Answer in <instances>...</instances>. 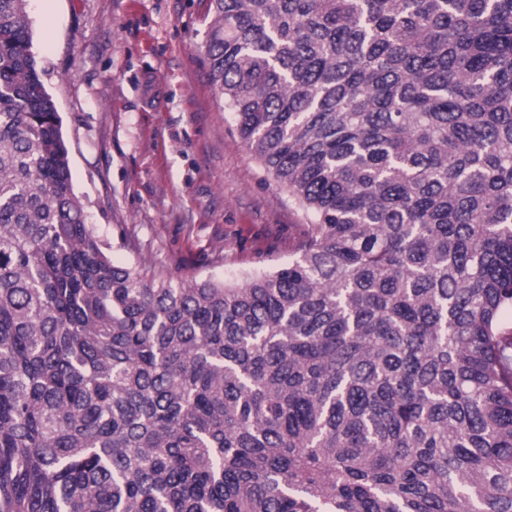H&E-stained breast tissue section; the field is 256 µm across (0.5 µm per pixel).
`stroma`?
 <instances>
[{
	"instance_id": "35a3bbf8",
	"label": "stroma",
	"mask_w": 512,
	"mask_h": 512,
	"mask_svg": "<svg viewBox=\"0 0 512 512\" xmlns=\"http://www.w3.org/2000/svg\"><path fill=\"white\" fill-rule=\"evenodd\" d=\"M27 12L74 190L114 263L240 283L292 259L310 218L208 78V0H29ZM123 233L135 250L117 247Z\"/></svg>"
}]
</instances>
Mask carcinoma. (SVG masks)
<instances>
[{
    "mask_svg": "<svg viewBox=\"0 0 512 512\" xmlns=\"http://www.w3.org/2000/svg\"><path fill=\"white\" fill-rule=\"evenodd\" d=\"M0 0V512H512V0H209L241 138L314 217L148 279L74 193Z\"/></svg>",
    "mask_w": 512,
    "mask_h": 512,
    "instance_id": "cac0c4a2",
    "label": "carcinoma"
}]
</instances>
